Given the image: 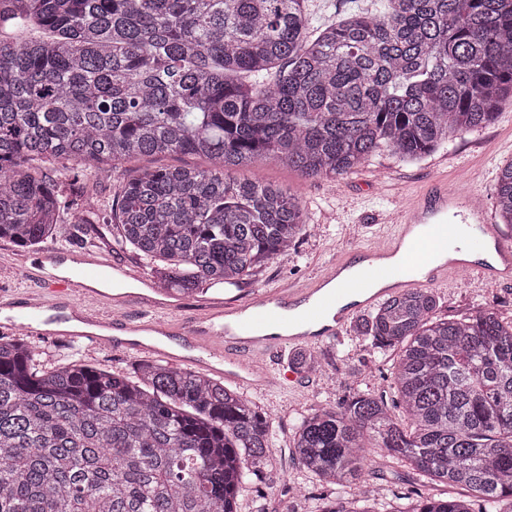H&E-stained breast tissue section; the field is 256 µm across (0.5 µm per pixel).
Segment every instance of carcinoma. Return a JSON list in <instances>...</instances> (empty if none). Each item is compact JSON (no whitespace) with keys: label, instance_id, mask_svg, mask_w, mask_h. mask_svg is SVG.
I'll use <instances>...</instances> for the list:
<instances>
[{"label":"carcinoma","instance_id":"obj_1","mask_svg":"<svg viewBox=\"0 0 512 512\" xmlns=\"http://www.w3.org/2000/svg\"><path fill=\"white\" fill-rule=\"evenodd\" d=\"M0 239L53 235L77 198L28 165L78 179L138 157L192 154L204 167L144 169L117 184L112 223L179 294L239 284L288 252L302 198L235 173L274 158L308 180L372 157L415 160L485 127L512 96V0H377L315 25L309 0H0ZM512 224V162L494 184ZM416 288L357 317L409 425L370 391L303 417L295 453L336 501L311 512H504L512 500V320L490 306L435 316ZM26 340L0 339V512H236L275 430L238 390L185 368L134 376L73 359L37 370ZM303 371L321 367L307 350ZM385 454L460 496L379 508L364 477Z\"/></svg>","mask_w":512,"mask_h":512}]
</instances>
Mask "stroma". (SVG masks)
I'll use <instances>...</instances> for the list:
<instances>
[{
  "mask_svg": "<svg viewBox=\"0 0 512 512\" xmlns=\"http://www.w3.org/2000/svg\"><path fill=\"white\" fill-rule=\"evenodd\" d=\"M512 160V100L502 105L499 119L482 129L456 136L433 153L418 160L381 156L341 179L306 180L270 160L257 168V175L296 192L306 204L309 221L288 254L279 256L241 281L250 293L294 288L308 283L343 250L375 244L383 231L377 217L394 209L417 188L436 179L459 185L484 197L493 205V187L499 166ZM192 155H167L123 164L116 172L84 175L71 185V192L91 203L93 212L76 224L62 217L48 248L79 252L96 249L126 267L149 271L148 260L117 240L108 220L117 181L137 175L145 168L200 165ZM25 248L0 240V287L24 295L32 283L21 266ZM442 315L461 317L478 307L494 305L503 319L512 318V285L483 286L476 278L461 275L434 285ZM322 367L306 372L288 389L276 386L248 391V398L264 411L275 428L268 450V466L262 480L240 489L238 512H310L314 499L327 494L322 482L306 473L293 450V434L304 415L335 406L353 392L371 390L388 394L393 356L378 355L369 340L351 329L315 347ZM368 482L381 489L384 501L394 494L432 492L439 486L383 456L373 457L366 469Z\"/></svg>",
  "mask_w": 512,
  "mask_h": 512,
  "instance_id": "35a3bbf8",
  "label": "stroma"
}]
</instances>
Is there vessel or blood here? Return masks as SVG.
I'll list each match as a JSON object with an SVG mask.
<instances>
[{
    "mask_svg": "<svg viewBox=\"0 0 512 512\" xmlns=\"http://www.w3.org/2000/svg\"><path fill=\"white\" fill-rule=\"evenodd\" d=\"M480 196L433 181L387 213L391 229L359 254H337L316 278L299 288L281 287L244 299L205 296L198 312L145 293L150 280L136 279L139 292L107 293L101 282L124 273L100 253L49 252L25 257L33 289L20 297L0 295V330L59 337L70 344L89 341L134 346L161 357L168 351L152 339H181L198 367L248 388L270 385L265 356L292 343L317 344L335 336L343 323L335 309L341 298L358 306L375 304V284L385 293L420 288L458 274L497 287L512 283V236L485 218ZM403 264H393L394 256ZM69 264L64 277L47 265ZM356 274H348V267Z\"/></svg>",
    "mask_w": 512,
    "mask_h": 512,
    "instance_id": "obj_1",
    "label": "vessel or blood"
}]
</instances>
